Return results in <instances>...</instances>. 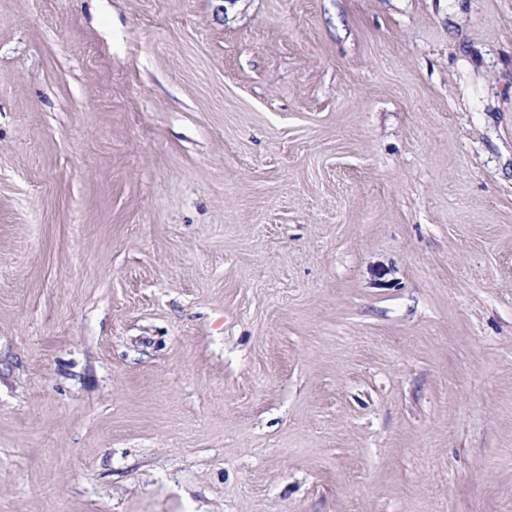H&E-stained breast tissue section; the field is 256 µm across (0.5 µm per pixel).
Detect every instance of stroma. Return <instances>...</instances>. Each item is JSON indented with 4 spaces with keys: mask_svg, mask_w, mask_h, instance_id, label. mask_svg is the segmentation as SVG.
Returning a JSON list of instances; mask_svg holds the SVG:
<instances>
[{
    "mask_svg": "<svg viewBox=\"0 0 512 512\" xmlns=\"http://www.w3.org/2000/svg\"><path fill=\"white\" fill-rule=\"evenodd\" d=\"M0 512H512V0H0Z\"/></svg>",
    "mask_w": 512,
    "mask_h": 512,
    "instance_id": "1",
    "label": "stroma"
}]
</instances>
